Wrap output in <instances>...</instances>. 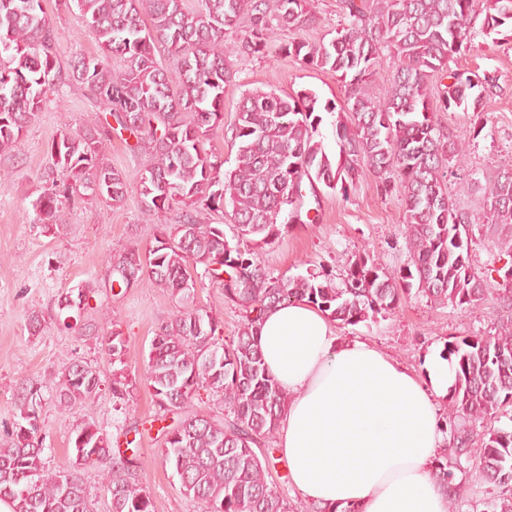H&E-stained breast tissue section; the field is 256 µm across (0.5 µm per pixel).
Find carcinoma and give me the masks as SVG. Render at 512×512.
Segmentation results:
<instances>
[{
    "instance_id": "cac0c4a2",
    "label": "carcinoma",
    "mask_w": 512,
    "mask_h": 512,
    "mask_svg": "<svg viewBox=\"0 0 512 512\" xmlns=\"http://www.w3.org/2000/svg\"><path fill=\"white\" fill-rule=\"evenodd\" d=\"M82 21L96 37L100 54H77L62 73L55 30L42 0H0V151L19 144L27 124L42 110L48 91L68 83L85 90L100 109L91 127L52 138L47 152L62 178L34 201L47 229L63 223L67 205L83 189L112 206L124 202L136 184L153 216L174 212L155 225V244L112 252L102 283L88 282L62 292L56 321L80 329L90 301L119 289L150 284L170 292L178 308L155 331L147 360V384L159 419L178 415L158 430L162 458L184 494L205 512H294L285 489L272 479L275 449L266 442L281 418L288 396L270 377L255 336L257 318L267 308L306 301L335 321L357 325L390 317L406 287L434 304L448 302L481 309L490 292L501 319L493 334L461 336L441 352L455 371L443 430L461 417L481 421L512 405V262L479 274L471 263L473 227L499 234L512 251V164L500 167L480 187L479 205L465 211L448 192V181L468 171V148L440 129L436 112L490 111L495 76L453 66L478 37H512V0H338L344 23L329 42L304 38L288 43V55L312 69L336 74L345 88L337 103L301 87L281 96L254 90L244 95L231 130L235 166L205 148L224 126V89L234 72L224 59V37L241 33L239 50L261 54L279 31H302L314 23L308 0H76ZM176 61L159 65L156 44ZM393 53L386 95L372 98L367 85L382 51ZM114 56L125 68L109 67ZM336 150L324 145L319 127L325 115ZM117 137L131 149H148L150 167L131 174L104 161L102 147ZM381 194L403 191L405 241L410 264L405 273L386 271L369 254L354 255L336 286L331 273L272 278L258 249L280 227L314 224L319 194L347 199L363 172ZM229 211L236 227L232 244L224 225L200 221L195 212ZM224 289V299L243 312L228 342L221 318L193 306L197 282ZM498 289H492V286ZM111 364L126 365L129 343L121 333L101 337ZM103 384L100 368L74 362L52 378L65 411L95 402ZM129 383L112 371L115 410L130 415ZM224 406L216 418L194 408L200 391ZM23 395L20 420L0 444V500L13 512H93L81 470L107 471L112 512H154L149 494L134 479L142 464L137 439L126 441L130 455L113 452L112 437L85 423L72 439V462L65 471L45 466L39 441L37 398ZM435 476L448 493V512H457L459 493L448 456L478 459L475 482L496 490L483 512H512V427L473 435L455 429Z\"/></svg>"
}]
</instances>
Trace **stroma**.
<instances>
[{
  "instance_id": "stroma-1",
  "label": "stroma",
  "mask_w": 512,
  "mask_h": 512,
  "mask_svg": "<svg viewBox=\"0 0 512 512\" xmlns=\"http://www.w3.org/2000/svg\"><path fill=\"white\" fill-rule=\"evenodd\" d=\"M42 7L56 31L62 59L79 53L95 54V38L82 28L74 0H44ZM293 33H278L265 54L237 53V34H229L226 60L234 79L224 91L223 130L209 146L222 156L225 166L235 163L231 125L240 101L249 91L261 89L280 95L301 87L314 88L322 98L341 101L344 87L335 74L315 70L288 56L285 47ZM458 66L495 76L491 112H441L437 119L455 140L469 149L471 170L485 174L512 159V41L476 39L457 59ZM97 108L79 87L63 93L48 92L41 112L25 129L14 150L0 153V436L19 419L18 397L23 387L41 389L40 439L48 468L62 470L71 464V440L84 423L122 440L123 414L114 411L112 394L102 389L92 406L77 412L60 408L49 379L70 363L82 360L111 374L112 367L99 342L47 324L41 334L27 329L29 314L51 315L62 290L101 278L113 246L137 244L148 249L153 225L147 224L136 188H129L121 207L84 194L71 204L66 222L55 230L39 224L32 202L42 187L59 177L47 152L48 142L59 133L94 124ZM404 207L400 193L381 195L371 175H363L349 198L324 197L319 223L290 227L260 252L267 273L274 278L296 277L318 267L342 274L358 252L374 256L390 271L406 267L409 254L404 240ZM199 308L224 320L223 336L232 338L241 312L224 300V291L210 281L195 290ZM174 298L164 289L144 285L110 298L108 317L89 311L85 323L96 329H113L129 341L133 356L125 374L134 387L132 415L146 424L139 445L142 465L135 478L150 494L155 512H202V504L183 494L172 469L162 459L161 447L149 424L158 408L145 381V365L158 325L170 316ZM496 302L473 313L452 304L435 305L410 293L387 320L337 325L340 336L375 343L417 375H425L428 361L439 355L451 336L486 333L497 319Z\"/></svg>"
}]
</instances>
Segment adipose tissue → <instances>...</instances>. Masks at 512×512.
I'll return each mask as SVG.
<instances>
[{
  "mask_svg": "<svg viewBox=\"0 0 512 512\" xmlns=\"http://www.w3.org/2000/svg\"><path fill=\"white\" fill-rule=\"evenodd\" d=\"M258 346L288 405L276 429L292 486L308 503L339 512H448L432 474L444 443L439 402L454 382L448 361L426 377L374 344L345 339L316 307L267 309Z\"/></svg>",
  "mask_w": 512,
  "mask_h": 512,
  "instance_id": "1",
  "label": "adipose tissue"
}]
</instances>
